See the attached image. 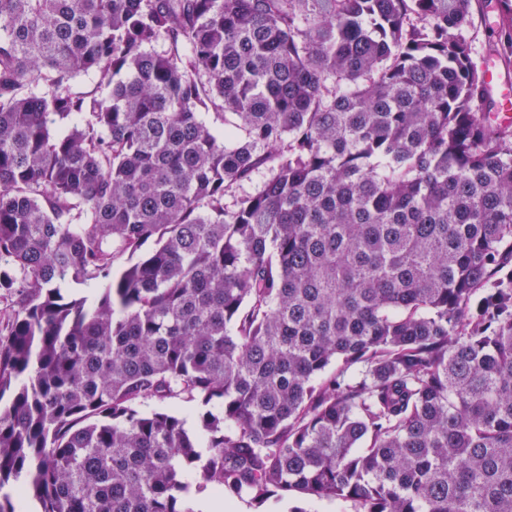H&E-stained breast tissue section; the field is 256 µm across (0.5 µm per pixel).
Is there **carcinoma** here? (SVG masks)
Masks as SVG:
<instances>
[{"label":"carcinoma","instance_id":"cac0c4a2","mask_svg":"<svg viewBox=\"0 0 512 512\" xmlns=\"http://www.w3.org/2000/svg\"><path fill=\"white\" fill-rule=\"evenodd\" d=\"M473 2L0 0V512H512V127ZM167 398L206 444L139 410ZM142 411H175L186 422L189 432L203 436L198 421V413L201 411V404L197 401L184 399H167L163 401L152 400L140 407ZM242 506L244 512H291L296 507L305 512H354V504L348 500H321L314 497H308L296 492L285 495L281 498H271L261 507L251 504L247 498H220L217 495H210L207 499L199 502L196 506L197 512H227L240 511L238 506ZM224 511V512H225Z\"/></svg>","mask_w":512,"mask_h":512}]
</instances>
